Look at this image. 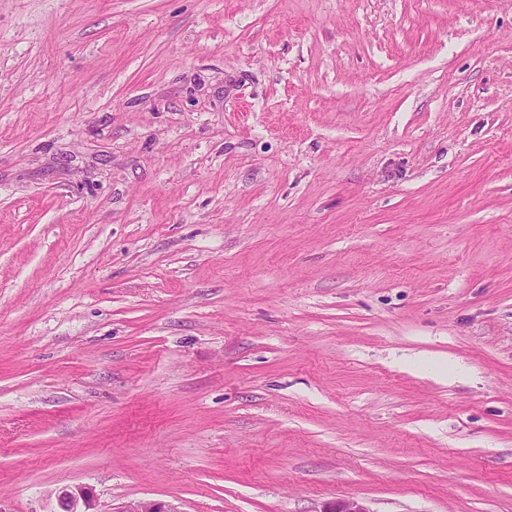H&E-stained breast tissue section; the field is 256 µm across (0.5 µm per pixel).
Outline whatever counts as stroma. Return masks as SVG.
<instances>
[{
	"label": "stroma",
	"mask_w": 512,
	"mask_h": 512,
	"mask_svg": "<svg viewBox=\"0 0 512 512\" xmlns=\"http://www.w3.org/2000/svg\"><path fill=\"white\" fill-rule=\"evenodd\" d=\"M512 512V0H0V512ZM63 512H98L94 510V499L90 490L77 487L58 496ZM113 512H176V510L162 501L140 498L125 502L123 506Z\"/></svg>",
	"instance_id": "stroma-1"
}]
</instances>
